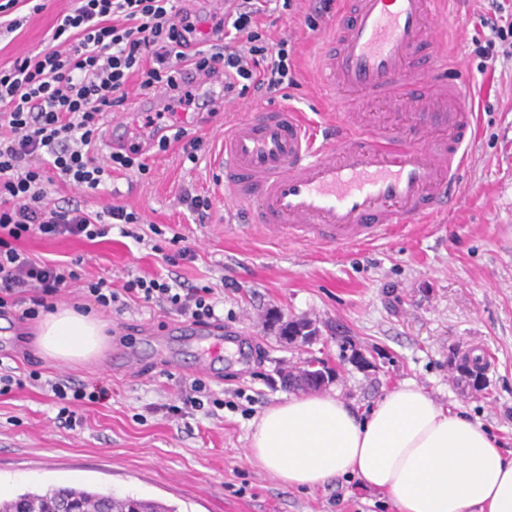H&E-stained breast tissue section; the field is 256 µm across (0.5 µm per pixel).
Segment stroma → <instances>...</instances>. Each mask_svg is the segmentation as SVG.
Listing matches in <instances>:
<instances>
[{"label":"stroma","mask_w":512,"mask_h":512,"mask_svg":"<svg viewBox=\"0 0 512 512\" xmlns=\"http://www.w3.org/2000/svg\"><path fill=\"white\" fill-rule=\"evenodd\" d=\"M43 2L42 11L0 37L1 67L50 47L71 0ZM314 5L294 0L289 15H260L271 41L290 39L295 83L287 95L259 105L285 103L323 126L330 108L316 82L317 52L331 20L307 24ZM449 8L455 22L446 30L448 51L458 57L463 88L475 102L474 140L456 203L432 223L356 246L266 236L246 212L226 205L211 164L225 127L259 106L249 97L204 120L181 109L165 115L164 124L202 139L197 162L174 143L148 154L146 173H116L95 190L51 186L52 204L72 202L92 212L122 204L142 221L129 237L116 228L93 242L32 236L21 249L45 261L82 258L86 276L110 277L116 288L136 276L214 288L224 297L223 333L233 343L213 357L210 373L198 374L196 348L164 340L181 316L131 301L120 311H100L111 335L101 356L61 363L39 354L33 321L0 315L1 362L108 391L103 401L77 407L72 428L58 421L57 406L40 389L0 395V494L54 483L159 499L180 512H396L386 496L359 487L353 477L299 490L249 457L256 422L288 394L280 371L310 359L336 370L326 390L355 410L370 409L412 381L512 452V97L505 93L512 58L500 56L495 69L485 71L474 51L473 24L493 16L492 0H451ZM187 189L210 197L207 223L180 203ZM176 234L194 249L195 260L169 264ZM274 314L312 320L316 339L284 342L270 320ZM468 353L487 360L482 382L461 368ZM199 377L224 407L172 417L168 406Z\"/></svg>","instance_id":"1"}]
</instances>
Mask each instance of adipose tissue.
Listing matches in <instances>:
<instances>
[{"label":"adipose tissue","instance_id":"adipose-tissue-1","mask_svg":"<svg viewBox=\"0 0 512 512\" xmlns=\"http://www.w3.org/2000/svg\"><path fill=\"white\" fill-rule=\"evenodd\" d=\"M106 329L92 313L59 309L38 322L35 344L43 356L78 363L103 351ZM249 454L292 488L352 475L397 512H512V456L412 382L364 415L333 394L290 396L261 416Z\"/></svg>","mask_w":512,"mask_h":512}]
</instances>
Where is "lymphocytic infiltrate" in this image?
Returning <instances> with one entry per match:
<instances>
[{
	"label": "lymphocytic infiltrate",
	"mask_w": 512,
	"mask_h": 512,
	"mask_svg": "<svg viewBox=\"0 0 512 512\" xmlns=\"http://www.w3.org/2000/svg\"><path fill=\"white\" fill-rule=\"evenodd\" d=\"M75 2L58 21L52 48L0 69V313L17 307L22 318H37L54 310L63 288L78 282L84 296L104 310L126 295L197 324L221 325L213 288L184 289L161 277L138 276L116 289L109 278L83 276L80 260L40 262L19 243L33 234L93 241L106 237L113 223H140L137 212L120 205L93 213L55 207L48 198L57 179L94 190L113 171H146L138 142L113 150L110 167L94 157L105 114L126 102L130 78L138 79L143 95L164 92L173 108L191 104L198 79L219 85L226 100L283 92L294 83L288 41L270 42L258 24L264 0H234L202 47L176 0ZM43 382L67 425L75 406L107 395L101 386L68 378L46 382L35 369L18 375L0 367V395Z\"/></svg>",
	"instance_id": "lymphocytic-infiltrate-1"
}]
</instances>
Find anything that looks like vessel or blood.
I'll return each mask as SVG.
<instances>
[{
	"label": "vessel or blood",
	"mask_w": 512,
	"mask_h": 512,
	"mask_svg": "<svg viewBox=\"0 0 512 512\" xmlns=\"http://www.w3.org/2000/svg\"><path fill=\"white\" fill-rule=\"evenodd\" d=\"M447 17L448 0H350L321 55L330 97L358 92L407 107L419 137L345 102L325 139L287 106L261 110L226 127L218 150L234 206L267 236L329 245L375 241L446 210L473 117L459 61L435 35Z\"/></svg>",
	"instance_id": "b4317fda"
}]
</instances>
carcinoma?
<instances>
[{
	"instance_id": "cac0c4a2",
	"label": "carcinoma",
	"mask_w": 512,
	"mask_h": 512,
	"mask_svg": "<svg viewBox=\"0 0 512 512\" xmlns=\"http://www.w3.org/2000/svg\"><path fill=\"white\" fill-rule=\"evenodd\" d=\"M71 500L79 503L85 512H178L177 506L155 499L116 496L110 491L60 484L23 488L0 503V512H56Z\"/></svg>"
}]
</instances>
